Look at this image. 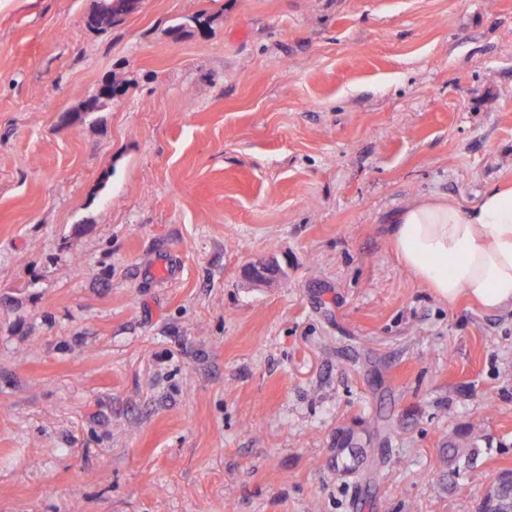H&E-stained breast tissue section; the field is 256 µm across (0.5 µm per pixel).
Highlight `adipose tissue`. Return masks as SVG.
Instances as JSON below:
<instances>
[{
    "label": "adipose tissue",
    "mask_w": 512,
    "mask_h": 512,
    "mask_svg": "<svg viewBox=\"0 0 512 512\" xmlns=\"http://www.w3.org/2000/svg\"><path fill=\"white\" fill-rule=\"evenodd\" d=\"M388 239L403 268L437 298L512 310V185L490 187L468 208L445 195L413 198Z\"/></svg>",
    "instance_id": "ef3b65f1"
}]
</instances>
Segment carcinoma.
I'll list each match as a JSON object with an SVG mask.
<instances>
[{
	"label": "carcinoma",
	"instance_id": "carcinoma-1",
	"mask_svg": "<svg viewBox=\"0 0 512 512\" xmlns=\"http://www.w3.org/2000/svg\"><path fill=\"white\" fill-rule=\"evenodd\" d=\"M394 430L392 419L379 415L365 430L366 437L351 433L340 436L336 450L337 471L342 475L356 478V487L362 499H367L376 488V480L381 469L402 464L399 458L393 459L385 448H375L376 440L385 441ZM475 427L459 430L448 438L442 448L441 457L448 467V484L455 482L460 471L465 470L477 459L473 433ZM477 512H512V470H502L496 484L489 487L477 505Z\"/></svg>",
	"mask_w": 512,
	"mask_h": 512
}]
</instances>
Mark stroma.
I'll return each instance as SVG.
<instances>
[{
	"label": "stroma",
	"mask_w": 512,
	"mask_h": 512,
	"mask_svg": "<svg viewBox=\"0 0 512 512\" xmlns=\"http://www.w3.org/2000/svg\"><path fill=\"white\" fill-rule=\"evenodd\" d=\"M98 5L0 0V512H475L512 311L436 299L387 230L512 181V0ZM381 411L407 465L358 507L336 433ZM475 426L459 430L454 437H448V443L440 448L441 457L448 467V487L454 484L460 471L470 468L477 459L478 450L473 436Z\"/></svg>",
	"instance_id": "stroma-1"
}]
</instances>
